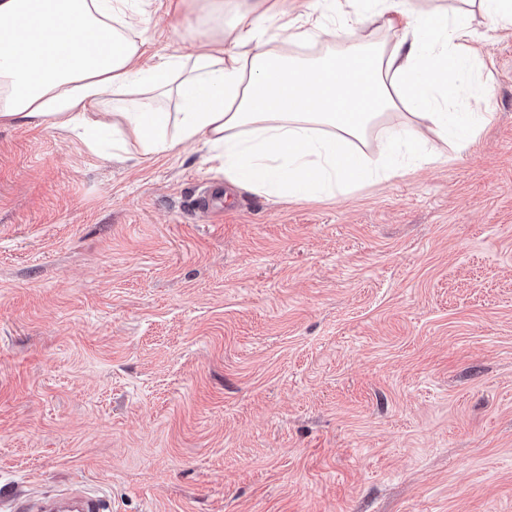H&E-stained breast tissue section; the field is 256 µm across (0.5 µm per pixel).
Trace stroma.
Masks as SVG:
<instances>
[{"mask_svg":"<svg viewBox=\"0 0 512 512\" xmlns=\"http://www.w3.org/2000/svg\"><path fill=\"white\" fill-rule=\"evenodd\" d=\"M144 10L142 63L203 38ZM471 28L475 140L318 201L0 126V496L512 512V24Z\"/></svg>","mask_w":512,"mask_h":512,"instance_id":"35a3bbf8","label":"stroma"}]
</instances>
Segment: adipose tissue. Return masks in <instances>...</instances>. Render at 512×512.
<instances>
[{
    "label": "adipose tissue",
    "mask_w": 512,
    "mask_h": 512,
    "mask_svg": "<svg viewBox=\"0 0 512 512\" xmlns=\"http://www.w3.org/2000/svg\"><path fill=\"white\" fill-rule=\"evenodd\" d=\"M280 4L235 8L233 49L219 36L144 67L139 0H0V125L87 129L108 106L113 141L134 137L141 160L199 142L226 183L309 201L435 161L423 128L466 145L487 123L460 106L479 90L464 43L474 14L511 23L512 0H315L285 24Z\"/></svg>",
    "instance_id": "adipose-tissue-1"
}]
</instances>
